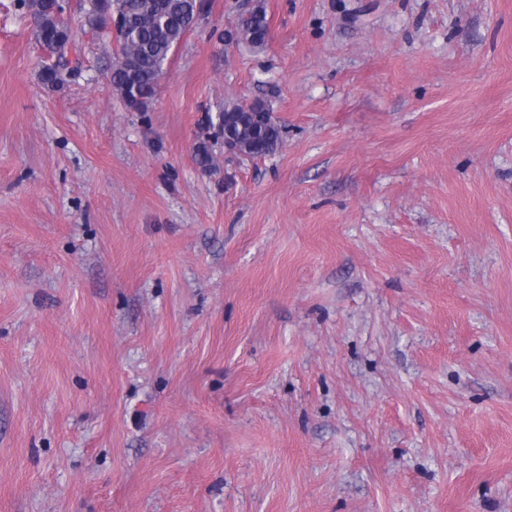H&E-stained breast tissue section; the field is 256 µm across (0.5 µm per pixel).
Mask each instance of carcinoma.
Wrapping results in <instances>:
<instances>
[{"instance_id":"obj_1","label":"carcinoma","mask_w":512,"mask_h":512,"mask_svg":"<svg viewBox=\"0 0 512 512\" xmlns=\"http://www.w3.org/2000/svg\"><path fill=\"white\" fill-rule=\"evenodd\" d=\"M106 1L112 11L126 17V24L118 29L113 39L117 44L114 63L111 64V85L126 107L142 112L154 95L163 68L171 51L181 42L189 22L194 17L196 0H89L85 23L90 30L101 29L103 14L98 4ZM47 0H20L21 8L28 10L36 40L45 48L52 43L73 37L65 14L48 10ZM267 14L263 5L240 14L235 25L236 41L252 48L267 44ZM72 73L68 64L55 61L43 67L42 81L47 85L63 83ZM272 108L267 101L255 99L248 104H228L220 116L235 114L241 126L237 127L247 157L254 159L269 155L283 142V127H268L265 134L255 136L254 127L261 125L257 117Z\"/></svg>"}]
</instances>
